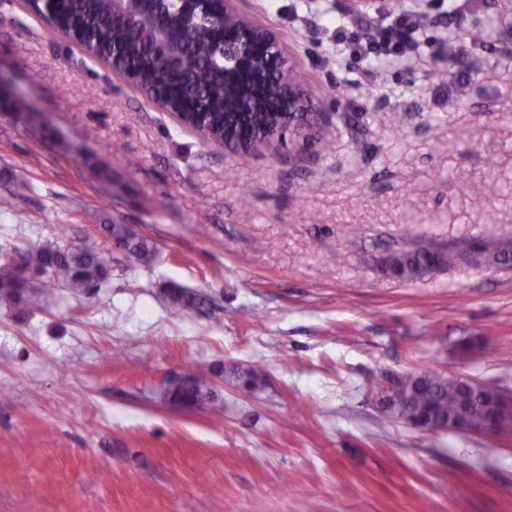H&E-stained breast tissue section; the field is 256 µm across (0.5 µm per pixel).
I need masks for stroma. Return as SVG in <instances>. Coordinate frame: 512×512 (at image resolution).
Returning <instances> with one entry per match:
<instances>
[{
    "mask_svg": "<svg viewBox=\"0 0 512 512\" xmlns=\"http://www.w3.org/2000/svg\"><path fill=\"white\" fill-rule=\"evenodd\" d=\"M244 8L326 114L311 145L206 143L0 0V249L75 244L107 218L157 245L143 267L113 251L92 294L0 306V512H512V434L421 432L377 401L424 368L512 389V265L382 271L410 245L512 241V0H471L453 60L433 9L421 65L385 69L370 97L293 0ZM170 282L210 304L171 308ZM256 360L258 389L227 378ZM188 369L222 418L169 402Z\"/></svg>",
    "mask_w": 512,
    "mask_h": 512,
    "instance_id": "1",
    "label": "stroma"
}]
</instances>
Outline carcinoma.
Returning <instances> with one entry per match:
<instances>
[{"instance_id":"obj_1","label":"carcinoma","mask_w":512,"mask_h":512,"mask_svg":"<svg viewBox=\"0 0 512 512\" xmlns=\"http://www.w3.org/2000/svg\"><path fill=\"white\" fill-rule=\"evenodd\" d=\"M35 14L53 26L59 21L73 28L89 49L108 60L118 55L124 67L145 83H153L161 55L153 34L133 20L112 16V0H67L64 11L49 15L34 6ZM211 28L199 21L185 34V51L194 62L186 73L172 71L164 81L169 103L175 107L195 105L204 111L199 123L192 115L185 120L209 141H224V61L213 52ZM107 236L124 248L134 265L149 264L157 246L150 239L132 231L126 224L103 225ZM480 246L483 264L489 267L512 261V244L490 237L453 241L446 247L417 246L400 249L384 258L386 273L395 279L413 280L439 269L459 263V256ZM110 253L93 236L66 248L32 244L15 253L8 252L0 263V305L30 308L39 306L43 291L31 284L24 272L31 271L65 286L74 294H89L108 276ZM167 301L185 311L205 307L209 297L170 282L164 289ZM263 366L256 362L237 366L228 372L243 387L253 388L262 379ZM492 383L473 389L456 378L432 370L410 375L409 382L392 393L388 411L410 423L422 419L435 427H446L448 421L469 417L479 420L491 412L495 398ZM170 399L185 407H203L213 403L210 380L200 373H185L169 391Z\"/></svg>"}]
</instances>
